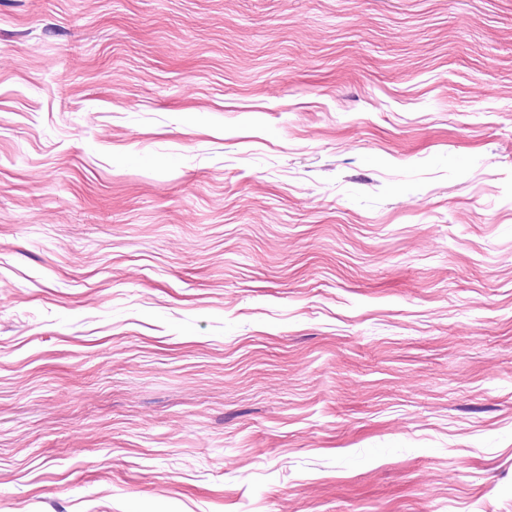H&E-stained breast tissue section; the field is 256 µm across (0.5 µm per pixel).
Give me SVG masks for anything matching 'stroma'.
<instances>
[{"instance_id": "obj_1", "label": "stroma", "mask_w": 512, "mask_h": 512, "mask_svg": "<svg viewBox=\"0 0 512 512\" xmlns=\"http://www.w3.org/2000/svg\"><path fill=\"white\" fill-rule=\"evenodd\" d=\"M0 512H512V0H0Z\"/></svg>"}]
</instances>
